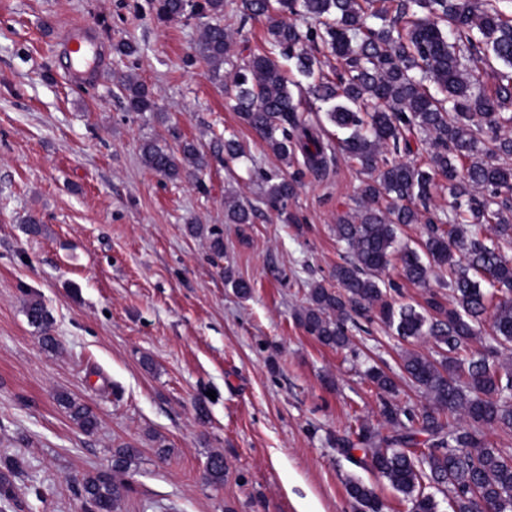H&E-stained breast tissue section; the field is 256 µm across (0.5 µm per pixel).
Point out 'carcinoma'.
Wrapping results in <instances>:
<instances>
[{"label": "carcinoma", "mask_w": 512, "mask_h": 512, "mask_svg": "<svg viewBox=\"0 0 512 512\" xmlns=\"http://www.w3.org/2000/svg\"><path fill=\"white\" fill-rule=\"evenodd\" d=\"M386 0H237L241 20L263 17L267 44L240 62L231 55L233 31L224 26V0H159L157 17L187 12L198 16L201 33L194 52L225 84L230 107L241 122L266 144L285 169L266 177L262 203L285 215L296 180L286 169L298 163L317 175L327 174L332 142L323 138L320 120H307L289 88L281 59L293 61L308 80L306 91L325 106L326 118L344 134L341 149L368 175L359 188L352 214L337 219L336 237L345 244L344 263L336 265L337 288L314 284L307 305L295 314L320 344L342 349L350 343L346 322L352 315H375L402 339L433 342L438 359L405 351L401 374L372 367L368 381L380 395L382 431L362 422L357 441L331 439L348 459L360 450V462L386 479L411 504L410 512H438L426 488L451 495L452 512H512V451L494 448L485 430L512 433V365L500 349L512 344V14L486 0H399L395 14ZM335 57L342 71L331 78L316 52ZM498 86L486 91L481 72L494 65ZM130 112H153L156 103L146 86L120 78ZM431 147L425 165L397 155L414 153L415 135ZM229 160L244 157L235 134L224 138ZM141 160L169 180L199 177L210 166L208 156L185 143L179 151L156 141L141 147ZM448 180L454 202L446 215L427 218L435 178ZM256 207L238 198L225 199V220L251 224ZM424 223L419 247L397 246L402 224ZM490 224L494 236H482ZM399 262V276L426 290L424 304L394 305L390 291L398 285L381 278ZM449 290L444 301L431 278ZM28 323L44 348L57 351L53 319L41 300L26 303ZM492 341L481 339L484 323ZM422 391L428 405L416 412L393 402L399 382ZM57 401L87 436L97 433L99 419L86 404L65 392ZM425 439H419V436ZM138 449H112V470L87 475L81 495L87 512H117L129 491L118 478L126 473ZM18 465L0 459V501L14 497L12 476ZM220 454L210 455L205 480L224 483ZM355 512H386L371 487L348 486Z\"/></svg>", "instance_id": "1"}]
</instances>
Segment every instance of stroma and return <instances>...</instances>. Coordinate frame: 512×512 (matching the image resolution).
<instances>
[{
  "mask_svg": "<svg viewBox=\"0 0 512 512\" xmlns=\"http://www.w3.org/2000/svg\"><path fill=\"white\" fill-rule=\"evenodd\" d=\"M156 5L0 0V458L19 465L8 512H85L81 479L111 469L122 444L139 454L117 512H353V480L409 512L330 439L353 436L361 419L380 424L368 366L396 375L405 351L433 357L436 347L375 319L336 350L295 320L310 283L334 285L346 255L336 220L357 207L367 175L340 153L325 178L302 172L294 223L262 206L263 176L279 160L195 56L196 20L158 19ZM80 26L106 54L102 77L81 84L57 43ZM123 42L135 54L117 52ZM124 73L157 111H125ZM228 132L246 158L225 160ZM150 139L209 155L200 183L144 167ZM229 193L257 206L253 223H226ZM192 222L222 231L223 257ZM228 268L250 297L225 283ZM33 296L53 318L57 352L28 323ZM60 392L95 410V435L74 424ZM213 453L226 466L218 488L202 481Z\"/></svg>",
  "mask_w": 512,
  "mask_h": 512,
  "instance_id": "35a3bbf8",
  "label": "stroma"
}]
</instances>
